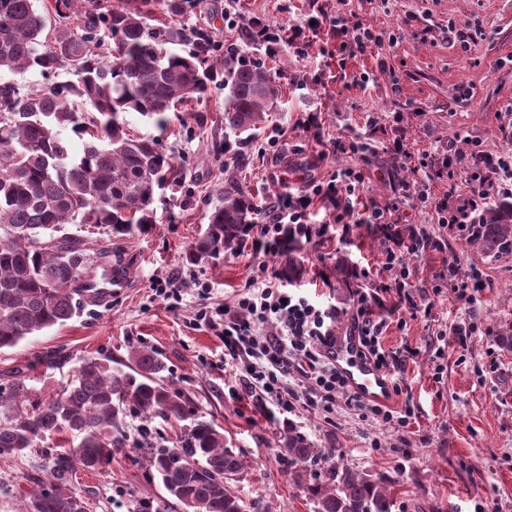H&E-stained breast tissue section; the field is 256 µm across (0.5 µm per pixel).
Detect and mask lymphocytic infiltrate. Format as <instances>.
Masks as SVG:
<instances>
[{"instance_id": "lymphocytic-infiltrate-1", "label": "lymphocytic infiltrate", "mask_w": 512, "mask_h": 512, "mask_svg": "<svg viewBox=\"0 0 512 512\" xmlns=\"http://www.w3.org/2000/svg\"><path fill=\"white\" fill-rule=\"evenodd\" d=\"M351 0H336L335 15L318 11L314 22L292 27L288 45L305 56L318 49L321 56L334 59L337 69H346L353 59L369 58L371 66L352 74L346 87L367 91L377 75L386 74L389 65L384 53L385 31L362 21H350ZM330 28L335 48L320 45L319 34ZM464 150L448 149L443 155L413 153L401 142L390 149L395 158L408 165L417 186L413 202L430 209L437 224L448 227L459 237H470L477 213L492 202L512 200V153L490 154L479 141L464 137ZM334 152L357 157V166L333 172L323 181H309L297 193H286L263 204L262 218L253 237L256 250L278 252L286 236H294L321 246L339 239L348 240L357 224H376L383 232L379 267L398 270L394 281H379L374 288H357L351 305L341 307L324 302L320 291L288 287L282 275L273 271L250 281L234 298L217 307L203 306L196 313L198 323L220 330L224 354L243 362L242 391L258 401H272L283 410L303 400L327 414L345 409L360 421L406 426L414 411L387 404L368 402L352 394L324 354L337 334L339 323L348 322L360 338L361 354L383 372L399 368L394 351L386 349L383 336L390 326L381 314L383 297L396 293L399 307L410 316L422 311L430 296L451 291L458 299L470 300L483 286L479 271H464L457 254L448 252L444 240L427 226L413 228L400 236V201L380 204L368 197L370 178L362 166L371 147L360 138L331 139ZM446 181L447 193L430 194V184ZM442 251L440 268L431 279L414 286L408 281L404 255H417L428 249ZM301 375L304 389H296L294 375Z\"/></svg>"}]
</instances>
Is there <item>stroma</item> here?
<instances>
[{
	"mask_svg": "<svg viewBox=\"0 0 512 512\" xmlns=\"http://www.w3.org/2000/svg\"><path fill=\"white\" fill-rule=\"evenodd\" d=\"M230 9L239 13L240 23L255 21L274 32L288 30L310 11L309 0H199L191 20L219 43L229 44L237 37L224 21L223 13ZM360 16L364 23L396 33L398 40L386 56L398 91H391L385 76L368 93L346 91L335 78V67L322 57L303 61L285 45L265 56L284 95L269 123L242 147L247 164L238 176L255 204L274 199L285 187L297 188L310 178L324 179L354 166V158L327 152L299 126V119L310 113L319 115L323 134L356 135L374 146L376 154L367 167L369 194L381 203L405 193L409 180L408 169L388 152L394 141L413 151L440 154L461 133L489 153L512 151V141L501 133L512 119L506 113L512 104V65L505 62L512 56V0H392L389 7L368 8ZM452 22L482 23L489 36L462 52L448 40ZM319 75L324 78L320 84L315 81ZM463 86L470 90L465 99L459 93ZM396 110L403 115L398 123L392 120ZM370 112L378 117L371 127L366 124ZM170 119L162 130L138 114L126 116L133 134L158 139L182 169L180 188L158 193L157 224L113 240L99 229L66 227L121 256L129 288L86 306L64 326L0 351V373L23 369L32 386L48 396L72 378L84 358L108 357L113 369L120 370L132 349L156 351L168 366L166 382L184 390L195 413L214 421L225 445L242 453L246 467L234 489L247 503L262 497L268 512H313L312 502L276 456L278 437L290 424L355 469L380 471L398 481L396 512H512V351L497 341L501 331L512 327V253L494 258L437 229L464 270L482 272L484 286L473 303L445 292L432 297L428 317L390 327L384 344L406 363L399 378L402 391L391 405L413 406L407 427L364 425L341 409L328 420L301 402L290 413H279L274 405L235 392L236 378L224 368L223 340L195 320V281L209 284V303L217 306L262 269L282 270L293 257L302 267L295 286L311 285L317 273H324L331 302L346 306L358 282H339L338 266L376 267L381 239L374 228L360 224L346 243L317 248L302 240L295 253L257 256L247 240L217 263L186 264L184 254L204 231L224 184L223 87L212 85L198 107L171 113ZM276 127L285 132L281 157L260 155L259 145ZM176 272L183 275V300L180 310L173 311L154 285ZM472 316L479 330L468 347H459L453 331ZM57 350L67 354V361L49 363L48 355ZM47 467V457L37 452L0 456V512H20L24 493L45 477ZM73 485L85 497L88 512H138L139 501L167 496L131 449L110 468L77 471Z\"/></svg>",
	"mask_w": 512,
	"mask_h": 512,
	"instance_id": "stroma-1",
	"label": "stroma"
}]
</instances>
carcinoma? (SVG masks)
<instances>
[{
	"label": "carcinoma",
	"mask_w": 512,
	"mask_h": 512,
	"mask_svg": "<svg viewBox=\"0 0 512 512\" xmlns=\"http://www.w3.org/2000/svg\"><path fill=\"white\" fill-rule=\"evenodd\" d=\"M0 0V350L63 326L97 301L85 279L119 273L89 241L46 235L62 224H92L120 238L156 223V194L180 182L175 158L154 139L137 137L122 115L137 112L159 127L168 113L203 100L218 80L224 88V153L244 164L242 145L269 121L283 87L245 48L277 41L254 22L241 28L213 64L212 34L191 23V0H116L109 6L74 0ZM169 16L151 24L158 3ZM58 18L50 43L45 13ZM70 68L78 80L57 81ZM36 69L47 83L26 92L6 74ZM81 150L73 149V141ZM255 206L233 173L202 235L185 253L190 265L236 251L249 234ZM471 244L489 255L512 253V202L479 214ZM130 372L88 357L61 391L43 396L26 375L0 379V455L37 450L53 434L80 438L49 453L48 473L24 495L21 512H86L71 487L78 469L99 471L125 452L124 419L131 412L184 423L179 446L144 432L133 448L168 495L190 512H246L230 486L246 464L224 446V435L197 416L183 390L164 383L157 353L137 348ZM277 455L313 503V512H394L398 482L335 460L310 436L288 425Z\"/></svg>",
	"instance_id": "obj_1"
}]
</instances>
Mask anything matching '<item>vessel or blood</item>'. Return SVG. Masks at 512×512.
Returning a JSON list of instances; mask_svg holds the SVG:
<instances>
[{"instance_id":"vessel-or-blood-1","label":"vessel or blood","mask_w":512,"mask_h":512,"mask_svg":"<svg viewBox=\"0 0 512 512\" xmlns=\"http://www.w3.org/2000/svg\"><path fill=\"white\" fill-rule=\"evenodd\" d=\"M328 354L352 393L366 400L390 401L391 385L382 371L361 356L358 336L349 332L339 334Z\"/></svg>"}]
</instances>
